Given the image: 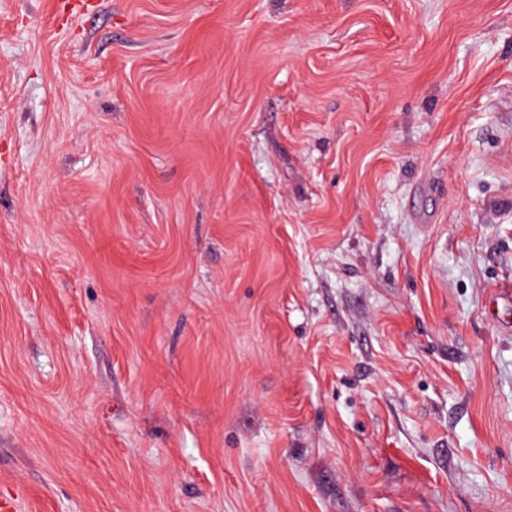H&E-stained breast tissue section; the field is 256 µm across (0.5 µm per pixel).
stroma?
I'll list each match as a JSON object with an SVG mask.
<instances>
[{"mask_svg": "<svg viewBox=\"0 0 512 512\" xmlns=\"http://www.w3.org/2000/svg\"><path fill=\"white\" fill-rule=\"evenodd\" d=\"M0 0V497L512 512V0Z\"/></svg>", "mask_w": 512, "mask_h": 512, "instance_id": "1", "label": "stroma"}]
</instances>
